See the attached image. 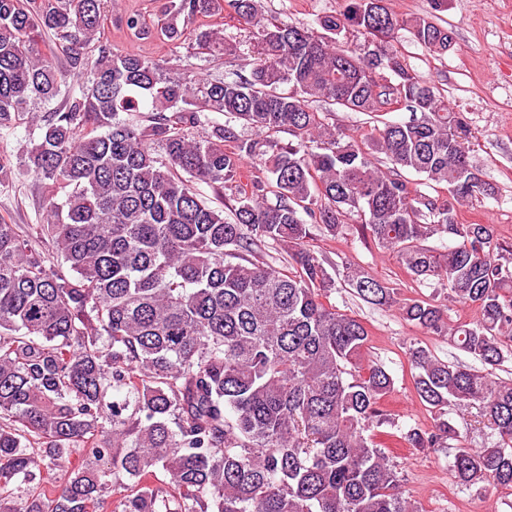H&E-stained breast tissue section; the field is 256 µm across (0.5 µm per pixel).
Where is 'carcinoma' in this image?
I'll list each match as a JSON object with an SVG mask.
<instances>
[{"label": "carcinoma", "mask_w": 512, "mask_h": 512, "mask_svg": "<svg viewBox=\"0 0 512 512\" xmlns=\"http://www.w3.org/2000/svg\"><path fill=\"white\" fill-rule=\"evenodd\" d=\"M108 3L0 0V130L28 128L20 164L45 212L25 229L0 219V512L107 499L112 512H421L375 433L391 424L394 379L366 358V326L329 302L332 261L308 244L353 219L447 292L406 299L354 265L344 285L481 363L412 349L433 422L392 437L456 440L462 484L511 490L512 380L495 370L512 357V247L458 221L490 191L467 118L389 48L405 30L442 55L452 30L387 0H351L317 30L266 18L264 0H165L160 34L215 59L240 45L194 24L227 13L247 26L249 76L226 80L113 52ZM349 31L362 46L342 44ZM398 102L411 118L361 139L321 110L377 116ZM434 237L454 244L439 252ZM269 249L288 269L264 261ZM452 303L477 320L451 322ZM451 405L477 408L495 440H459Z\"/></svg>", "instance_id": "1"}]
</instances>
